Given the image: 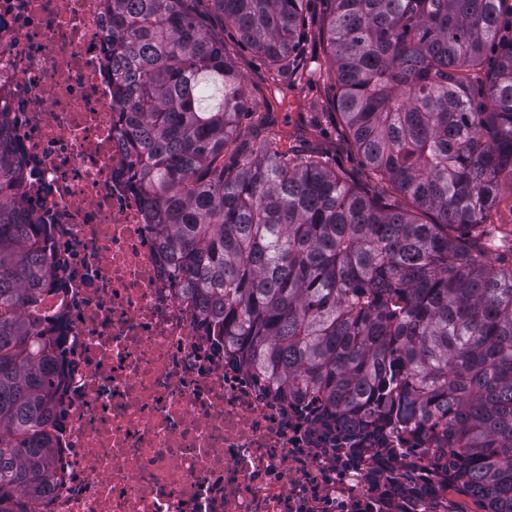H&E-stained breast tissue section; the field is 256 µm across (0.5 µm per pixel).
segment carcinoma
<instances>
[{
	"label": "carcinoma",
	"instance_id": "carcinoma-1",
	"mask_svg": "<svg viewBox=\"0 0 512 512\" xmlns=\"http://www.w3.org/2000/svg\"><path fill=\"white\" fill-rule=\"evenodd\" d=\"M105 2L149 225L235 359L298 405L414 430L476 506L453 512H512V249L492 262L481 246L512 184V0H333L338 108L371 174L411 210L319 155L290 157L266 116L259 155L224 163L247 110L224 30L200 0ZM209 2L276 70L305 77L303 0ZM19 175L0 118V512H24L49 477L59 387L40 312L51 263L13 195Z\"/></svg>",
	"mask_w": 512,
	"mask_h": 512
}]
</instances>
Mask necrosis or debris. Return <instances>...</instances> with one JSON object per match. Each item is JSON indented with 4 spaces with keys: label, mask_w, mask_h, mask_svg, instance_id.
Wrapping results in <instances>:
<instances>
[{
    "label": "necrosis or debris",
    "mask_w": 512,
    "mask_h": 512,
    "mask_svg": "<svg viewBox=\"0 0 512 512\" xmlns=\"http://www.w3.org/2000/svg\"><path fill=\"white\" fill-rule=\"evenodd\" d=\"M111 23L104 0H0V112L22 147L16 195L45 226L63 376L27 512H429L442 477L417 439L276 399L179 286L131 180Z\"/></svg>",
    "instance_id": "necrosis-or-debris-1"
}]
</instances>
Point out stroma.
I'll return each mask as SVG.
<instances>
[{
    "label": "stroma",
    "mask_w": 512,
    "mask_h": 512,
    "mask_svg": "<svg viewBox=\"0 0 512 512\" xmlns=\"http://www.w3.org/2000/svg\"><path fill=\"white\" fill-rule=\"evenodd\" d=\"M330 11L329 0H307L300 33L306 76L295 90L293 107L279 110L278 116L289 123L301 122L308 126L303 137L292 143L295 153L319 148L329 166L348 183L379 196L383 193L382 186L371 177L368 167L352 145L343 118L334 104L337 82L331 68L327 33ZM207 19L212 26L224 29V43L230 49L243 80L249 107L263 111L264 99L271 88L270 77L276 76L286 82L290 79L289 74H273L268 60L250 47L239 44L237 32L233 27L223 26L220 15L212 12Z\"/></svg>",
    "instance_id": "obj_1"
}]
</instances>
